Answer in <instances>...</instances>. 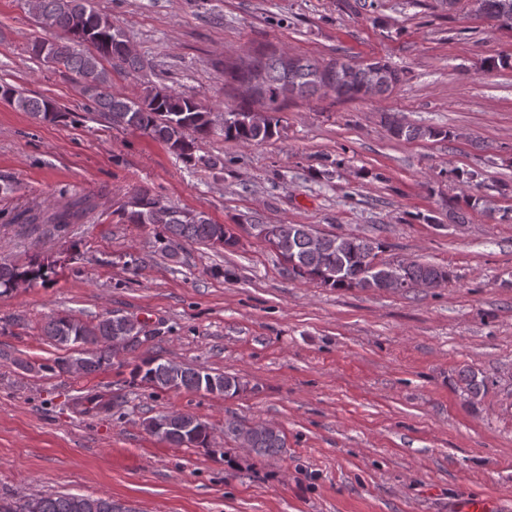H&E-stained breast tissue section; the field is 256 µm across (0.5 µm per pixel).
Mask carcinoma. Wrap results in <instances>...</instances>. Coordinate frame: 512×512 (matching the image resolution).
<instances>
[{
    "label": "carcinoma",
    "instance_id": "obj_1",
    "mask_svg": "<svg viewBox=\"0 0 512 512\" xmlns=\"http://www.w3.org/2000/svg\"><path fill=\"white\" fill-rule=\"evenodd\" d=\"M31 10L46 25L56 28L64 36L47 42L46 50L33 56L47 64L60 65L71 75L85 100L88 114L107 120L125 129L142 132L164 144L185 163H196L195 141L220 134L226 140L251 145L271 139L276 133L285 99L281 89L287 82L297 88V97L308 98L325 87H331L338 98L359 96L378 97L371 87L370 71L375 66L385 68L393 85L402 81L401 73L382 61L354 62L347 58L320 66L310 59L300 58L297 65H285L283 55L262 54L247 65L227 71L230 79L248 86L251 100L259 107H227L233 113V122L219 132L212 130V112L195 99L168 88L148 87L138 99H129L112 92L111 73L103 62L124 72H136L142 62L122 48L126 42L124 30L112 19L100 13L93 0H27ZM470 13L475 18L512 32V0H474ZM0 98L20 112L32 117L55 122L64 116L60 108L45 97H30L19 88L0 84ZM391 136L398 140H452L458 134L447 129L387 122ZM91 194L80 197L61 195L51 208L25 209L11 219V223L34 231L41 224H51L58 231L71 224H80L92 211ZM122 217L129 224L152 228L154 244L166 257L176 256L174 247L182 241H196L223 249H234L238 241L228 236L227 225L213 222L203 211L179 209L170 206L151 189L136 187L121 207ZM269 243L287 265L288 275L311 280L326 288L337 290L381 291L386 289V274L392 263L381 262V268L372 270L371 264L386 249L383 241L367 236L324 234L305 224L269 225ZM400 276L405 288L433 284L437 287L451 279L448 268L429 263L399 262ZM51 264L32 258L25 264L0 261V291L12 290L18 282L29 285L43 282ZM44 335L51 343L64 347H80L81 372L92 374L112 362V337L131 336L129 349L139 342L143 328L128 325L121 316L98 317L90 322L57 315L50 318ZM132 376L161 391L200 392V379L216 384L225 393L234 395L241 390L239 380L229 374H212L159 357H144L134 364ZM463 391L471 399L477 398L486 386V377L473 369L460 374ZM81 405L88 413L107 412L112 400L94 393L83 397ZM177 420L194 424L197 429L195 444L206 446L207 422L190 413H178ZM224 434L233 437L244 448L258 456L275 457L286 448V439L278 431L260 425L251 430L236 421L225 423ZM41 512H127L109 497H91L62 494L38 498Z\"/></svg>",
    "mask_w": 512,
    "mask_h": 512
}]
</instances>
